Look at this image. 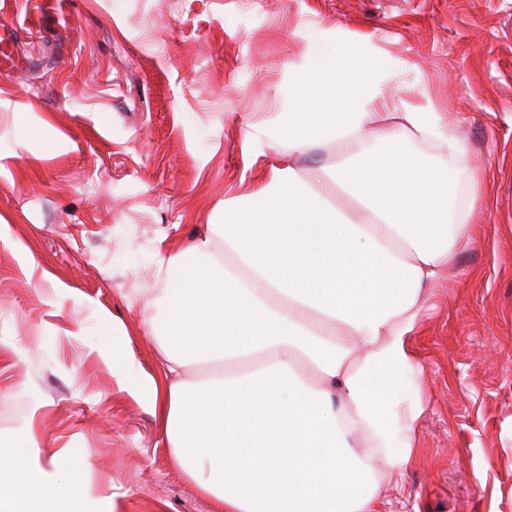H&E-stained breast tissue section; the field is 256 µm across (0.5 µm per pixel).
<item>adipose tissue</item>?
<instances>
[{
  "label": "adipose tissue",
  "instance_id": "1",
  "mask_svg": "<svg viewBox=\"0 0 512 512\" xmlns=\"http://www.w3.org/2000/svg\"><path fill=\"white\" fill-rule=\"evenodd\" d=\"M311 43L287 111L253 143L271 136L294 154L335 141L324 175L348 211L293 167L276 170L257 193L225 201L223 223L170 256L155 291L169 381L142 380L147 407L176 464L224 512H376L377 467L414 461L419 412L401 410L420 383L408 338L474 231L473 204H456L447 178L402 148L410 135L452 158L467 152L432 101L385 98L403 65L374 48L349 53L319 29ZM199 269L219 282L200 309L185 300ZM206 361L223 374L191 388L186 368ZM197 390L215 432L191 456L185 404ZM357 431L368 454L351 451ZM112 510L108 499L73 500L33 435L0 444V512Z\"/></svg>",
  "mask_w": 512,
  "mask_h": 512
}]
</instances>
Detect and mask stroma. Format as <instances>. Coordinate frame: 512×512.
<instances>
[{"label":"stroma","instance_id":"35a3bbf8","mask_svg":"<svg viewBox=\"0 0 512 512\" xmlns=\"http://www.w3.org/2000/svg\"><path fill=\"white\" fill-rule=\"evenodd\" d=\"M1 22L25 33L0 76V443L67 449L116 512H218L138 390L166 382L158 270L273 168L345 207L316 178L335 142L249 143L328 29L419 67L469 153L407 148L479 177L478 232L410 340L416 460L383 472L382 512H512V0H0ZM106 316L133 353L120 378Z\"/></svg>","mask_w":512,"mask_h":512}]
</instances>
